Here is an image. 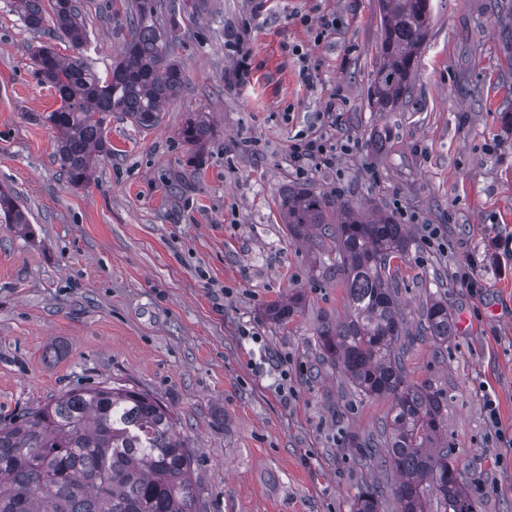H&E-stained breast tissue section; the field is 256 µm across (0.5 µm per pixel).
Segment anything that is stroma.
Listing matches in <instances>:
<instances>
[{"mask_svg":"<svg viewBox=\"0 0 512 512\" xmlns=\"http://www.w3.org/2000/svg\"><path fill=\"white\" fill-rule=\"evenodd\" d=\"M512 0H432L435 21L412 93L379 116L367 93L380 39L375 0H176L169 29L186 84L143 129L121 113L111 154L71 186L45 117L59 107L29 30L0 0V186L31 213L0 223V421L65 390L119 380L166 404L195 453L205 512H350L366 484L354 436L384 400L354 394L322 364L315 332L348 313L324 251L288 232L280 201L305 187L379 206L409 228L395 273L405 329L430 298L455 324L442 353L404 355L410 381L448 402V440L477 512H512ZM83 56L99 76L128 39L124 0H81ZM331 28L322 29V20ZM244 32L240 52L229 31ZM249 75L237 81L239 61ZM336 110L323 119L328 102ZM201 116L212 136H180ZM387 126L380 150L373 127ZM325 133L336 161L288 164L297 139ZM440 231L429 239L428 227ZM475 262L478 291L454 278ZM303 296L277 322L267 307ZM496 421H489L487 406Z\"/></svg>","mask_w":512,"mask_h":512,"instance_id":"1","label":"stroma"}]
</instances>
